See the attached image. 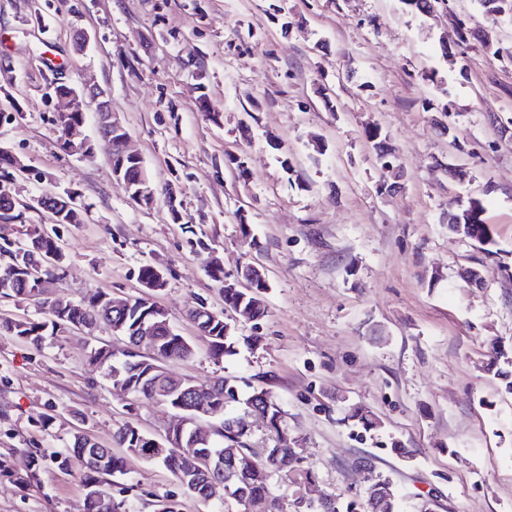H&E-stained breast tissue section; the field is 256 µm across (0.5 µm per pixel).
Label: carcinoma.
Returning a JSON list of instances; mask_svg holds the SVG:
<instances>
[{"mask_svg": "<svg viewBox=\"0 0 512 512\" xmlns=\"http://www.w3.org/2000/svg\"><path fill=\"white\" fill-rule=\"evenodd\" d=\"M483 11L496 23L504 20L512 21V0H478ZM463 48L458 52L461 59H467L470 52L480 50L502 57L508 53L507 60L512 62V46H506L496 36L494 31H484L480 34L465 28ZM83 112H58L54 118V128L58 138H63L66 127L84 119ZM367 139L372 143L375 153L386 157L390 163L389 170L382 173L381 186L389 189L396 184L402 171L396 164V156L386 148V142L381 138V132H368ZM126 176L135 189L141 190V197L147 203L156 200V190L141 180V168L134 161L126 162ZM469 215L457 211L453 216L460 220H469L471 224L483 229L487 226L483 201L477 197L468 199ZM20 204L8 193V185H0V217L18 219ZM61 235L57 228L49 233H40L28 229L24 239L9 242L0 246V298L26 299L35 303L42 311L40 319L0 318V330L9 332L33 347L41 345L48 336H54L65 330H72L78 324L96 326L104 324L111 328L120 327L121 336L126 339L125 350L113 352L106 346L90 349L88 358H98L105 362L106 376H112L113 362L122 363V377L132 390L133 396L148 401H155L153 395V376L146 375L149 364L166 365L170 360H183L194 354L193 345L183 336L172 331L170 324L159 327L156 334L157 351L151 357H144L134 352L135 326L138 320L150 313L153 304L134 299L131 307L122 310L112 309L106 304H97L94 297L82 302H72L59 294L55 297H34L31 295V284L38 278H52L54 274L49 266L38 264V260L50 253L63 254L60 245ZM210 279L216 284L224 299V312L201 317L191 311L189 319L197 326L200 336L207 341L210 356L219 360L234 352L235 327L229 313L239 309H248L253 319L260 320L266 316V305L263 299L268 281L255 279L252 290L243 288L224 287V268L206 267ZM193 394L199 397L211 398L217 402L219 414L213 431L214 444L200 446L193 451L182 452L173 448L169 461L164 465L175 478L178 485L190 495L208 500L213 496L212 484L220 483L230 489L231 495L226 500L236 505L245 499L253 505L269 501L277 512H285L280 497L269 481V472L284 463L288 464L289 480L307 482L313 478V472L302 460L297 458L295 437L284 427V412L273 395L265 388H256L244 400V405L253 414L268 416L270 431L273 434V445L258 453L250 448L251 433L231 429L235 418L227 416V405L238 402L234 384L224 378H219L209 384H191ZM349 418L358 421L366 430H373L380 424L379 419L362 405L351 408ZM147 436L138 426L123 423L115 432V448L128 449L133 446L135 436ZM204 452H219L224 456V473L210 475L198 474V456ZM52 462L60 469H66L77 462L84 470L85 512H111L109 503L111 496L101 489L105 477H116L124 474L125 458L114 448H101L81 431L73 433L65 452L53 457ZM291 512H356L357 505L353 502L344 504L334 498L326 500V506L315 509L302 498L297 497L289 503Z\"/></svg>", "mask_w": 512, "mask_h": 512, "instance_id": "obj_1", "label": "carcinoma"}]
</instances>
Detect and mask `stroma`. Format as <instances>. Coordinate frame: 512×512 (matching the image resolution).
I'll return each mask as SVG.
<instances>
[{
	"instance_id": "1",
	"label": "stroma",
	"mask_w": 512,
	"mask_h": 512,
	"mask_svg": "<svg viewBox=\"0 0 512 512\" xmlns=\"http://www.w3.org/2000/svg\"><path fill=\"white\" fill-rule=\"evenodd\" d=\"M462 17L486 25L477 0L430 15L402 0H0V112L18 116L0 124V148L24 165L12 190L26 205L23 223L0 236L40 224L44 192L69 194L83 221L62 232L67 262L51 290L77 302L135 298L138 268H162L166 286L153 299L194 346L168 369L244 392L270 388L312 468L314 496L359 498L380 477L394 483L400 512H512V131L489 120L512 110V64L475 51L464 63L444 57ZM78 32L90 39L83 53ZM425 69L438 71L448 114L424 108ZM61 75L107 90L154 186H175L180 223L164 201L130 200L93 122L81 129L90 157L60 150ZM373 128L405 174L397 192L380 188ZM449 165L466 178L450 180ZM470 196L485 199L491 250L444 220L453 198ZM204 245L225 272L255 261L270 283L265 317L255 325L234 315L235 352L219 362L187 318L202 299L224 309ZM474 268L486 287L471 284ZM102 344L123 342L100 328L37 349L0 333V459L10 466L0 512H83L80 467L32 473L28 451L63 452L78 430L108 447L128 420L163 432L167 409L143 400L127 412L89 363ZM351 404L380 427L344 422ZM51 407L55 419L39 428ZM106 489L134 512L161 501L239 512L184 493L135 456Z\"/></svg>"
}]
</instances>
